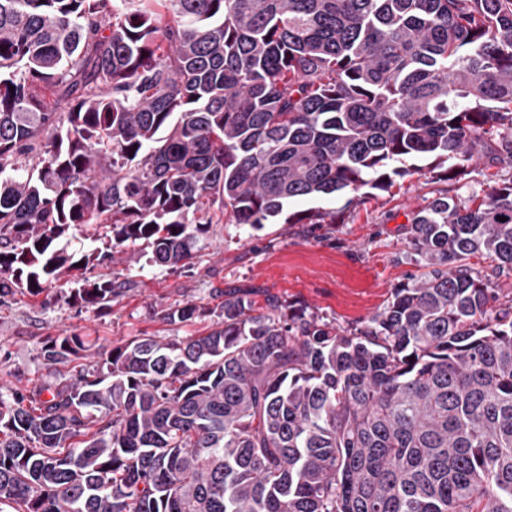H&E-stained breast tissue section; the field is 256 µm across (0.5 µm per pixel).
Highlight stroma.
Masks as SVG:
<instances>
[{
	"label": "stroma",
	"instance_id": "1",
	"mask_svg": "<svg viewBox=\"0 0 512 512\" xmlns=\"http://www.w3.org/2000/svg\"><path fill=\"white\" fill-rule=\"evenodd\" d=\"M512 181V166L472 162L459 180L433 178L428 169L396 179L366 198L340 193L317 200L335 224L212 225L193 269L173 273L127 250L109 271L122 288L109 308L71 307L15 294L0 299V387L32 389L58 374L99 360L103 351L147 336L182 340L209 331L211 317L172 323L168 308L192 301L217 308L225 294L250 293L295 302L343 327L367 321L393 288L420 276L410 261L405 227L411 214L438 197L485 195ZM81 336L83 355L47 368L42 346L50 336Z\"/></svg>",
	"mask_w": 512,
	"mask_h": 512
}]
</instances>
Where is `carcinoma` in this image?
<instances>
[{"label": "carcinoma", "mask_w": 512, "mask_h": 512, "mask_svg": "<svg viewBox=\"0 0 512 512\" xmlns=\"http://www.w3.org/2000/svg\"><path fill=\"white\" fill-rule=\"evenodd\" d=\"M479 158L512 164V0H0V297L65 274V303L103 309L93 271L130 246L190 268L226 216L334 224L289 205ZM406 239L427 272L359 326L187 301L166 318L210 331L0 392V506L512 512V296L466 263L512 271V181L433 200Z\"/></svg>", "instance_id": "cac0c4a2"}]
</instances>
